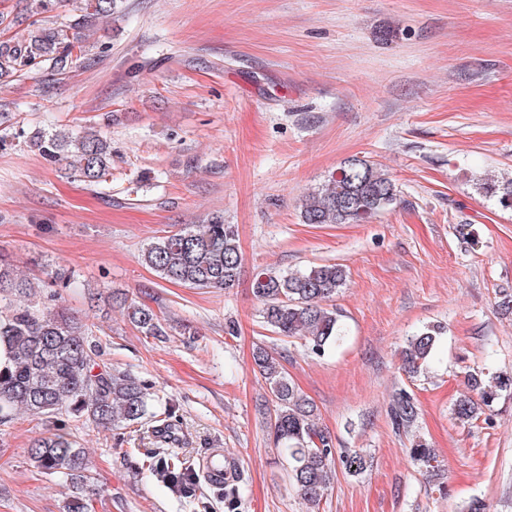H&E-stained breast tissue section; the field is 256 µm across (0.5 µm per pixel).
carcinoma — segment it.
Listing matches in <instances>:
<instances>
[{"mask_svg": "<svg viewBox=\"0 0 512 512\" xmlns=\"http://www.w3.org/2000/svg\"><path fill=\"white\" fill-rule=\"evenodd\" d=\"M57 3L26 0L29 29L0 42V77L44 65L66 69L82 53L79 31L111 16L117 7L115 0H80L78 14L70 23L49 25L45 19ZM35 145L51 161L76 157L73 170L91 184L105 176L112 164L110 142L92 127L77 133L65 129L41 132ZM484 190L499 197L502 205L512 206V180L487 182ZM395 202V186L385 174L365 160L349 158L325 186L305 198L301 217L305 224L363 223ZM141 260L165 281L226 290L238 280L242 255L235 225L214 214L204 224H187L156 237L142 251ZM346 277V269L336 263L291 273L258 272L253 292L262 304V323L278 336L304 338L316 353L339 345L344 330L327 302L343 287ZM112 301L141 333L162 335L153 309L119 292L112 295ZM87 336L89 327L81 319L39 303L34 285L0 254V351L8 359L0 368V425L22 412L41 419L64 414L84 417L104 429L118 430L154 416L145 385L98 361ZM440 339L441 331L434 326L407 337L400 352L403 369L420 373ZM253 360L274 403L270 429L286 461L288 483L304 500L319 504L334 483L336 468L355 476L370 467L362 449L339 453L333 448L330 436L318 425L314 404L297 391L273 353L259 347ZM463 384L465 392L452 406L453 419L461 425L490 419L502 395H512V373L467 371ZM418 417L413 394L405 388L395 392L390 403L393 428L406 432ZM409 456L420 469H433L437 463L434 449L419 436L413 439ZM30 457L42 473L59 475L72 486L66 512H92L87 494L92 474L86 451L69 432L55 428L33 438ZM148 468L170 490L195 494L192 464L181 453L152 452Z\"/></svg>", "mask_w": 512, "mask_h": 512, "instance_id": "obj_1", "label": "carcinoma"}]
</instances>
